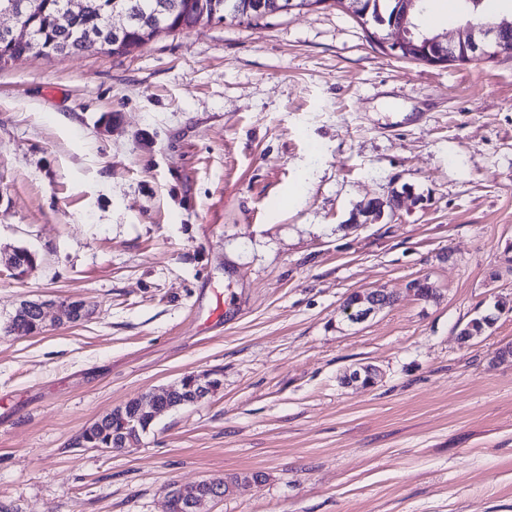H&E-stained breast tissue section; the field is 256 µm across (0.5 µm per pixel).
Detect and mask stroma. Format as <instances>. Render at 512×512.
Instances as JSON below:
<instances>
[{
    "label": "stroma",
    "instance_id": "1",
    "mask_svg": "<svg viewBox=\"0 0 512 512\" xmlns=\"http://www.w3.org/2000/svg\"><path fill=\"white\" fill-rule=\"evenodd\" d=\"M12 247L37 262L0 265V327L25 300L88 314L0 331V512H166L252 471L208 512H512V55L399 58L332 7L0 67ZM374 289L393 304L344 320ZM363 365L377 384H344ZM193 372L220 389L134 447L75 446ZM265 479H266V476L262 472H252V473L246 472V473L231 474V475L225 476L224 478H212L211 484L213 487L215 486L217 488H223V494L225 496L231 490L230 489V490L226 491L229 488V486H235V485H238L239 483L246 482L249 480H253L255 482H262ZM204 486H205L204 483H202L200 488L210 497L211 501H215V500H218L219 498H223V495L221 494V492H222L221 489L219 490L217 488H211V486H209V485H207L205 487ZM224 487H225L226 492H224Z\"/></svg>",
    "mask_w": 512,
    "mask_h": 512
}]
</instances>
